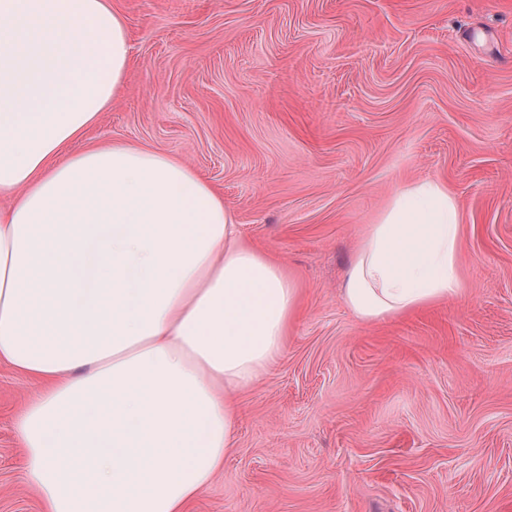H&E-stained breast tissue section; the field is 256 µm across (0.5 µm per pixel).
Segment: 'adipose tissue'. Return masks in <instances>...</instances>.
<instances>
[{
    "label": "adipose tissue",
    "instance_id": "1",
    "mask_svg": "<svg viewBox=\"0 0 512 512\" xmlns=\"http://www.w3.org/2000/svg\"><path fill=\"white\" fill-rule=\"evenodd\" d=\"M130 57L112 0H0V364L43 384L18 433L44 512H189L234 445V394L297 311L185 162L132 143L69 153ZM460 239L447 184H407L367 225L345 305L376 322L460 295Z\"/></svg>",
    "mask_w": 512,
    "mask_h": 512
}]
</instances>
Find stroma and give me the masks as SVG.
Segmentation results:
<instances>
[{
    "instance_id": "35a3bbf8",
    "label": "stroma",
    "mask_w": 512,
    "mask_h": 512,
    "mask_svg": "<svg viewBox=\"0 0 512 512\" xmlns=\"http://www.w3.org/2000/svg\"><path fill=\"white\" fill-rule=\"evenodd\" d=\"M125 88L85 147L185 159L300 305L240 394L192 512H512V0H115ZM447 182L461 296L366 323L341 297L366 225ZM0 365V512H41Z\"/></svg>"
}]
</instances>
